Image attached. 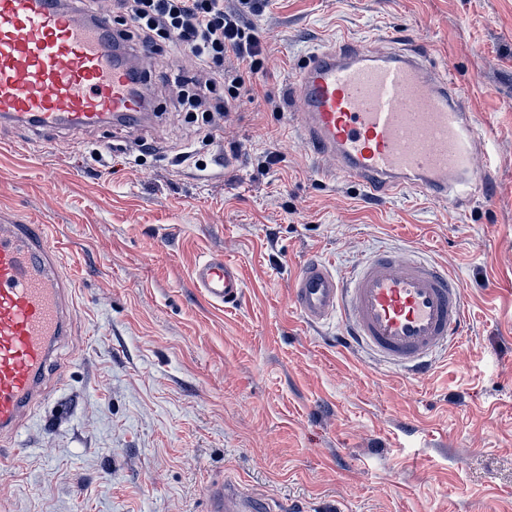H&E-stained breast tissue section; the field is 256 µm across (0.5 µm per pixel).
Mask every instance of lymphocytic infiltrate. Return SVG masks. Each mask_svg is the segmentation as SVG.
I'll list each match as a JSON object with an SVG mask.
<instances>
[{"label":"lymphocytic infiltrate","instance_id":"f902f5d3","mask_svg":"<svg viewBox=\"0 0 512 512\" xmlns=\"http://www.w3.org/2000/svg\"><path fill=\"white\" fill-rule=\"evenodd\" d=\"M97 10L112 11L119 22H131L146 47L167 41L187 49L197 72L175 78L176 100L188 122L197 124L207 141H214L229 112L254 100L247 76L258 73L266 48L248 23L260 11L258 0H95Z\"/></svg>","mask_w":512,"mask_h":512}]
</instances>
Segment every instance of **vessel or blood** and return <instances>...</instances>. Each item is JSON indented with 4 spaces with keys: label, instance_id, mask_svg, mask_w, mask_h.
I'll use <instances>...</instances> for the list:
<instances>
[{
    "label": "vessel or blood",
    "instance_id": "1",
    "mask_svg": "<svg viewBox=\"0 0 512 512\" xmlns=\"http://www.w3.org/2000/svg\"><path fill=\"white\" fill-rule=\"evenodd\" d=\"M125 28L79 0H0V125L33 133L120 130L143 116L135 84H148V54L130 72ZM296 130L313 159L376 197L413 190L442 203L484 195L473 115L447 71L415 48L356 41L311 52L288 84ZM211 302L237 305L239 265L210 254L192 270ZM73 282L43 225L0 223V443L15 439L42 400L49 369L73 322ZM308 324L337 320L341 343L380 365L424 379L466 337L470 311L458 278L407 251L369 254L341 270L311 258L289 285ZM210 512H257L233 481L208 490Z\"/></svg>",
    "mask_w": 512,
    "mask_h": 512
}]
</instances>
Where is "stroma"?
I'll return each mask as SVG.
<instances>
[{"label": "stroma", "mask_w": 512, "mask_h": 512, "mask_svg": "<svg viewBox=\"0 0 512 512\" xmlns=\"http://www.w3.org/2000/svg\"><path fill=\"white\" fill-rule=\"evenodd\" d=\"M249 22L270 97L214 143L161 81L195 71L167 46L150 63L152 122L40 138L0 126V221L51 225L77 285L60 367L0 468V512H207L225 479L271 512H512V0H268ZM395 34L454 77L494 164L487 197L371 196L324 177L292 129L294 64ZM140 140L156 151L137 162ZM188 149L206 168L174 164ZM385 246L447 265L469 301L466 341L423 381L289 301L305 256L346 268ZM214 252L242 269L237 306L192 280Z\"/></svg>", "instance_id": "obj_1"}]
</instances>
